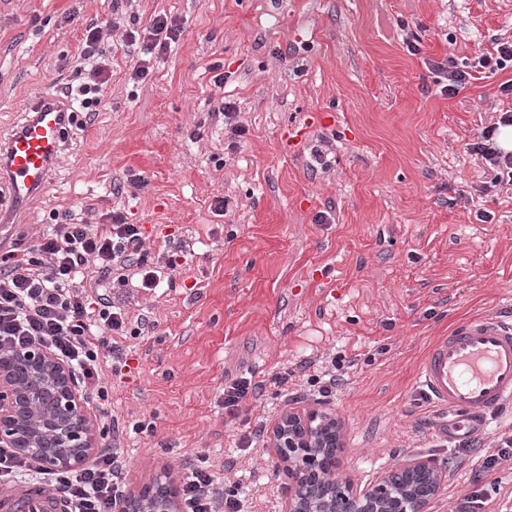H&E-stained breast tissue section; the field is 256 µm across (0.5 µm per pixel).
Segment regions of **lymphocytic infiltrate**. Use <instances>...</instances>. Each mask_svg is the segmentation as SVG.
Returning <instances> with one entry per match:
<instances>
[{
  "label": "lymphocytic infiltrate",
  "mask_w": 512,
  "mask_h": 512,
  "mask_svg": "<svg viewBox=\"0 0 512 512\" xmlns=\"http://www.w3.org/2000/svg\"><path fill=\"white\" fill-rule=\"evenodd\" d=\"M181 35L176 17L154 16L145 31L126 29L124 46H139L132 67L134 78L149 74L153 56L165 53ZM112 50L104 45V30L86 25L82 59L86 65L79 85L78 107L93 114L101 106L112 77ZM427 68L442 78V94L455 96L476 71L486 74L512 69V41H496L492 50L474 61L452 58L430 60ZM512 125V113L484 126L468 151L481 161L486 179L480 190L491 193L512 180V150L497 147L499 125ZM51 224L12 249L0 252V355L34 346L49 348L64 362L74 383L106 419L110 441L85 468L50 472L38 462L19 457L0 447V486L32 481L46 486L68 505V512H116L127 490V464L117 442L118 426L112 425V381L104 356L121 362V338L138 336L150 328L148 319L131 318L125 298L112 287H132L149 293L159 287L164 271L179 266L177 249L150 257L140 225L130 223L121 210L101 215L98 223L76 218L70 211L52 213ZM512 465V427L499 430L492 453L482 455L472 489L455 512H493V500L484 488L486 475L502 465ZM182 512H242L237 492H224L220 479L203 453L185 463L181 489Z\"/></svg>",
  "instance_id": "obj_1"
}]
</instances>
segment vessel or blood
<instances>
[{"label": "vessel or blood", "instance_id": "vessel-or-blood-1", "mask_svg": "<svg viewBox=\"0 0 512 512\" xmlns=\"http://www.w3.org/2000/svg\"><path fill=\"white\" fill-rule=\"evenodd\" d=\"M30 115L7 142V162L0 182L8 189V208L27 213L35 194L45 187L64 150L69 103L52 87L25 100ZM418 384L441 410L469 419L481 433L488 416L512 403V314L496 311L456 323L423 359ZM62 498L39 485L0 488V512H65Z\"/></svg>", "mask_w": 512, "mask_h": 512}]
</instances>
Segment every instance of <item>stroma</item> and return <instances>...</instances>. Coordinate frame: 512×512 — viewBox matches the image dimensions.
Here are the masks:
<instances>
[{
    "label": "stroma",
    "instance_id": "stroma-1",
    "mask_svg": "<svg viewBox=\"0 0 512 512\" xmlns=\"http://www.w3.org/2000/svg\"><path fill=\"white\" fill-rule=\"evenodd\" d=\"M123 13L141 30L175 16L182 34L139 81L115 48L99 112L11 233L32 234L54 210L118 207L150 252L189 246L161 288L129 298L156 328L127 339L128 366L112 380L128 489L200 451L218 472L234 461L246 512H282L288 478L269 432L288 409L317 408L341 426L342 475L364 486L431 459L447 474L433 512H452L512 405L495 412L479 452L457 451L439 438L449 415L416 370L449 327L512 304V185L480 193L483 167L467 150L512 111L499 92L512 71L451 98L425 62L512 38V0H133ZM111 15L112 0H0V90L79 83L84 29ZM410 31L420 54L407 49ZM216 63L232 73L221 89ZM222 99L246 128L234 144L210 117ZM324 140L321 169L312 149ZM309 359L337 363L322 404ZM243 377L265 389L232 421L222 389Z\"/></svg>",
    "mask_w": 512,
    "mask_h": 512
}]
</instances>
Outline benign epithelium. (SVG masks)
Segmentation results:
<instances>
[{
    "label": "benign epithelium",
    "instance_id": "1",
    "mask_svg": "<svg viewBox=\"0 0 512 512\" xmlns=\"http://www.w3.org/2000/svg\"><path fill=\"white\" fill-rule=\"evenodd\" d=\"M23 364L39 376L51 398L17 375ZM0 446L43 464L67 470L89 464L96 453L94 423L68 368L44 347L0 355ZM269 448L288 471L284 512H431L446 474L430 459L407 460L361 488L336 471L318 474L315 464L330 449L343 452L339 423L317 410H292L276 421ZM155 481L166 487L154 498L130 491L119 512H181L178 481L164 471Z\"/></svg>",
    "mask_w": 512,
    "mask_h": 512
}]
</instances>
